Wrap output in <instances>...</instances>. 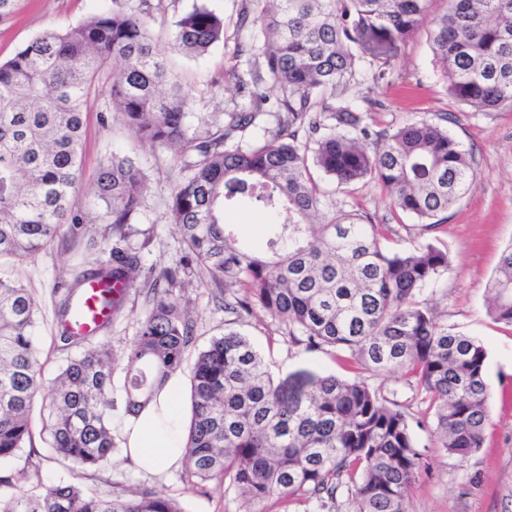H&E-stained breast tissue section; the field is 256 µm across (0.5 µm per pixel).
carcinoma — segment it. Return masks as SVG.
<instances>
[{
  "instance_id": "cac0c4a2",
  "label": "carcinoma",
  "mask_w": 512,
  "mask_h": 512,
  "mask_svg": "<svg viewBox=\"0 0 512 512\" xmlns=\"http://www.w3.org/2000/svg\"><path fill=\"white\" fill-rule=\"evenodd\" d=\"M166 0H122L96 9L65 30L45 31L0 63V260L24 262L66 223L78 224L82 144L91 95L108 93L138 139L177 154L194 152L172 189L168 219L184 246L183 268L197 266L224 285V311L258 312L309 350L331 348L365 376L301 372L275 382L241 332L226 328L197 353L190 378L185 444L187 482L216 481L257 505L314 502L351 512H409L408 491L421 453L406 415L368 383L402 372L435 410L433 434L447 453L481 447L487 418V351L440 322L426 288L448 272V253L432 243L407 250L384 245L394 229L365 224L352 211L315 218L327 205L318 170L346 190L382 184L391 206L438 226L435 218L465 196L476 179L470 154L443 125L413 120L375 145L369 113L346 95L359 69L385 78L400 46L420 28L429 0H272L273 8L240 23L265 33L261 55L281 98L254 89L250 106L229 112L216 131L190 132L191 99L175 79L150 21ZM430 48L446 91L478 111L512 108V0H448L429 20ZM224 41V16L195 7L175 21L174 44L201 57ZM275 129L244 146L238 134L262 116ZM146 176L127 157L112 156L93 195L116 241L91 273L74 278L56 312L58 350L66 358L50 383L42 379L35 334L38 302L0 278V461L32 442L39 413L46 459L68 477H42L41 462L0 476V512H184L150 485L88 492L84 471L116 464L112 424L117 363L124 360L126 413L138 414L181 368L195 321L173 293L177 273L141 281L138 257L121 246L142 205ZM247 198L279 218L263 255L238 245L227 208ZM103 285L106 317L76 336L64 325L89 282ZM489 313L512 325V244L488 283ZM146 293L134 343L118 351L104 336L131 292Z\"/></svg>"
}]
</instances>
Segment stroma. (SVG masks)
Instances as JSON below:
<instances>
[{"mask_svg":"<svg viewBox=\"0 0 512 512\" xmlns=\"http://www.w3.org/2000/svg\"><path fill=\"white\" fill-rule=\"evenodd\" d=\"M241 3L167 0L165 13L150 24L166 49L170 68L192 97L190 122L199 135L246 102L237 91L235 78L248 76L254 69L265 37L261 27L239 28ZM98 4L99 0H21L15 13L0 20V62L42 32L78 24ZM201 5L223 15L224 40L206 55L189 59L173 47V23ZM349 95L361 109L370 111V125L375 130L391 133L415 119L447 117L449 133L472 154L476 169L473 189L443 214L440 226L432 231L425 230L417 218L395 210L386 189L377 183H360L350 193L334 196L337 208L357 211L374 224L396 227L391 248L405 250L431 242L447 250L450 267L432 288L436 310L449 329L479 340L488 354V417L483 442L464 457L439 448L428 432L434 413L407 385L402 373L370 377V384L406 413L422 455L421 474L409 492V512H512V327L493 321L487 312L488 282L502 250L512 243V108L478 112L450 97L433 67L423 29L401 46L384 80L373 82L369 71H361ZM113 154L132 158L148 178L144 201L129 229L128 245L139 256L143 270L180 267L183 250L175 226L168 221V204L173 186L182 177V157L139 142L113 112L107 94L92 97L83 144L81 224L73 229L62 227L50 245L23 264H0V275L18 280L39 301L36 332L48 380L57 376L65 359L52 343L61 290L76 275L95 269L100 247L112 241V228L99 218L101 208L92 187L100 166ZM187 278L188 287L175 291L189 302L195 318V348L188 351L180 369L186 379L191 376L197 350L223 333L231 321L217 301V285L205 271H189ZM144 311L143 296H128L107 333L114 347L124 349L132 344ZM235 324L264 358L275 381L303 371L350 379L357 375L339 352L307 350L263 315H245ZM182 473L177 466L158 476H144L123 459L117 467L88 471L83 483L90 489L116 492L143 483L151 485L178 499L184 512H249L251 505L240 493L213 482L201 490L190 487Z\"/></svg>","mask_w":512,"mask_h":512,"instance_id":"stroma-1","label":"stroma"}]
</instances>
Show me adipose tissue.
Returning <instances> with one entry per match:
<instances>
[{
    "instance_id": "obj_1",
    "label": "adipose tissue",
    "mask_w": 512,
    "mask_h": 512,
    "mask_svg": "<svg viewBox=\"0 0 512 512\" xmlns=\"http://www.w3.org/2000/svg\"><path fill=\"white\" fill-rule=\"evenodd\" d=\"M183 392L181 375H170L138 416L124 422L125 446L140 471L160 474L181 462L186 425Z\"/></svg>"
}]
</instances>
